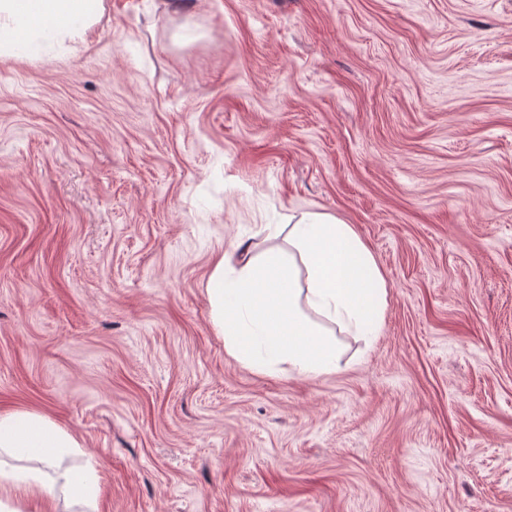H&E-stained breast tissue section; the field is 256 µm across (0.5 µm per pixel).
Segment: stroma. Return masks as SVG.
I'll return each mask as SVG.
<instances>
[{
  "label": "stroma",
  "instance_id": "stroma-1",
  "mask_svg": "<svg viewBox=\"0 0 512 512\" xmlns=\"http://www.w3.org/2000/svg\"><path fill=\"white\" fill-rule=\"evenodd\" d=\"M351 224L387 284L336 373L227 351L214 259ZM98 512H512V0H106L0 56V412Z\"/></svg>",
  "mask_w": 512,
  "mask_h": 512
}]
</instances>
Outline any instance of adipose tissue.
I'll list each match as a JSON object with an SVG mask.
<instances>
[{
    "instance_id": "ef3b65f1",
    "label": "adipose tissue",
    "mask_w": 512,
    "mask_h": 512,
    "mask_svg": "<svg viewBox=\"0 0 512 512\" xmlns=\"http://www.w3.org/2000/svg\"><path fill=\"white\" fill-rule=\"evenodd\" d=\"M105 12V0H0V55L40 57L83 38ZM307 276L296 288L292 259L272 250L261 260L222 254L207 292L224 344L233 356L260 368L288 359L301 374L334 373L336 344L307 317L314 310L340 329L375 339L386 307V284L370 250L335 215L310 213L288 227ZM80 444L50 419L29 411L0 413V505L24 500L42 512L56 486L75 501L96 506L99 462L86 458L78 473L60 467ZM16 457L36 467L13 465Z\"/></svg>"
}]
</instances>
